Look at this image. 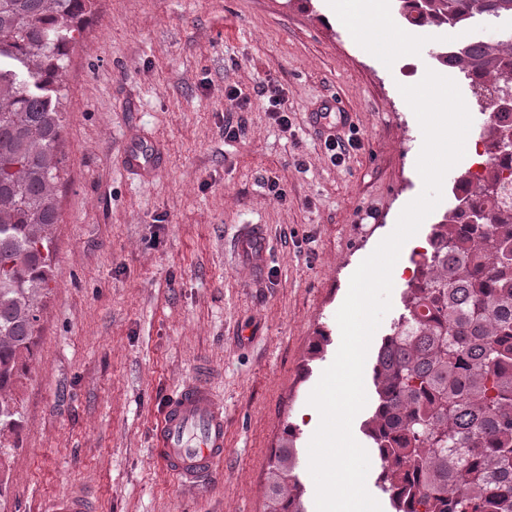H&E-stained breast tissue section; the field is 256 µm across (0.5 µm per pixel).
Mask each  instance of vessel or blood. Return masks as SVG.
<instances>
[{
	"label": "vessel or blood",
	"instance_id": "1",
	"mask_svg": "<svg viewBox=\"0 0 512 512\" xmlns=\"http://www.w3.org/2000/svg\"><path fill=\"white\" fill-rule=\"evenodd\" d=\"M352 112L312 113L319 135L333 139L349 125ZM126 165L148 176L155 171L154 152L142 140L124 146ZM235 257L245 261L253 275H260L270 260L269 240L263 225L241 227L233 243ZM153 452L163 467L185 488L197 491L215 476L224 459V402L214 392L206 367L169 395L154 430Z\"/></svg>",
	"mask_w": 512,
	"mask_h": 512
}]
</instances>
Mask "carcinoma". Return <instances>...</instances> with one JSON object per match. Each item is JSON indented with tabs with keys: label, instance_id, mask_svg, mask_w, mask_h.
Returning a JSON list of instances; mask_svg holds the SVG:
<instances>
[{
	"label": "carcinoma",
	"instance_id": "carcinoma-1",
	"mask_svg": "<svg viewBox=\"0 0 512 512\" xmlns=\"http://www.w3.org/2000/svg\"><path fill=\"white\" fill-rule=\"evenodd\" d=\"M411 25L512 20V0H399ZM96 0H0V512H15L9 459L54 277L66 59ZM479 112L487 159L454 178L404 312L373 367L363 431L393 512H512V26L437 49ZM269 512H300L296 449L276 452Z\"/></svg>",
	"mask_w": 512,
	"mask_h": 512
}]
</instances>
